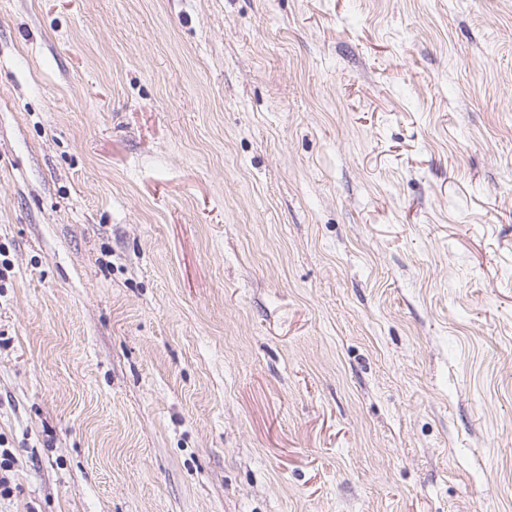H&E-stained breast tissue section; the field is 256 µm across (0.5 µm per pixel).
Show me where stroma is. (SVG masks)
Instances as JSON below:
<instances>
[{
    "label": "stroma",
    "instance_id": "1",
    "mask_svg": "<svg viewBox=\"0 0 512 512\" xmlns=\"http://www.w3.org/2000/svg\"><path fill=\"white\" fill-rule=\"evenodd\" d=\"M0 512H512V0H0Z\"/></svg>",
    "mask_w": 512,
    "mask_h": 512
}]
</instances>
